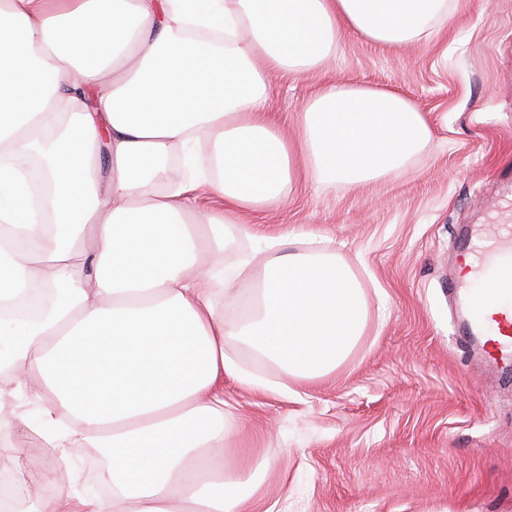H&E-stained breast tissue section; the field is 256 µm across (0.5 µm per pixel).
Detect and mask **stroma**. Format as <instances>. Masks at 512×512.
Masks as SVG:
<instances>
[{"label":"stroma","instance_id":"1","mask_svg":"<svg viewBox=\"0 0 512 512\" xmlns=\"http://www.w3.org/2000/svg\"><path fill=\"white\" fill-rule=\"evenodd\" d=\"M394 90L431 129L400 175L361 187L299 180L284 207L250 213L253 262L295 233L328 238L369 305L347 359L291 377L229 338L230 458L267 461L250 512H512V372L463 342L448 295L456 238L512 217V0H458L441 35L401 49L344 32L336 57L274 78L268 107L290 143L329 83Z\"/></svg>","mask_w":512,"mask_h":512}]
</instances>
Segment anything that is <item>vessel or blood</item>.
<instances>
[{
  "label": "vessel or blood",
  "mask_w": 512,
  "mask_h": 512,
  "mask_svg": "<svg viewBox=\"0 0 512 512\" xmlns=\"http://www.w3.org/2000/svg\"><path fill=\"white\" fill-rule=\"evenodd\" d=\"M459 249L479 257L478 274L485 286L479 290L467 287L461 280L453 281L451 289L465 306L471 334L490 337L499 333L494 346L502 358H512V322L506 321L499 309L503 302L512 301V224L489 225L480 237L463 235Z\"/></svg>",
  "instance_id": "1"
}]
</instances>
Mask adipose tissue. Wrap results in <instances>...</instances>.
Returning <instances> with one entry per match:
<instances>
[{
  "label": "adipose tissue",
  "instance_id": "ef3b65f1",
  "mask_svg": "<svg viewBox=\"0 0 512 512\" xmlns=\"http://www.w3.org/2000/svg\"><path fill=\"white\" fill-rule=\"evenodd\" d=\"M450 0H0V437L24 425L70 459L103 449L109 496L0 448L19 512H246L264 463L224 458V341L288 374L347 358L369 310L330 249L281 253L237 289L227 229L279 207L302 177L356 187L400 171L430 139L405 96L347 83L301 106L298 149L268 110L271 78H300L351 30L386 47L433 40ZM210 149V169L197 165ZM53 186L41 224L23 165ZM182 157L188 176L171 183ZM218 194L224 210L194 206ZM56 301L18 314L30 293ZM235 291L228 321L218 294Z\"/></svg>",
  "mask_w": 512,
  "mask_h": 512
}]
</instances>
